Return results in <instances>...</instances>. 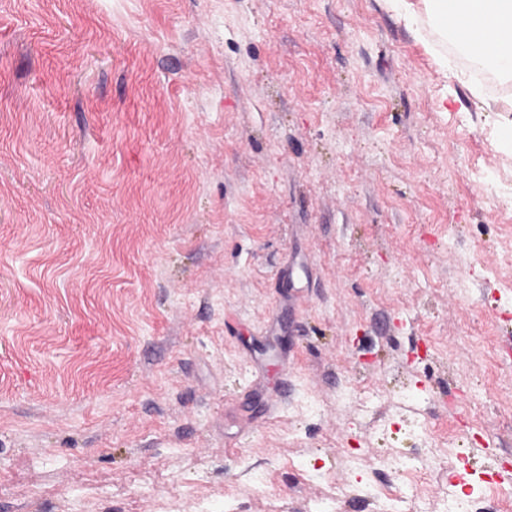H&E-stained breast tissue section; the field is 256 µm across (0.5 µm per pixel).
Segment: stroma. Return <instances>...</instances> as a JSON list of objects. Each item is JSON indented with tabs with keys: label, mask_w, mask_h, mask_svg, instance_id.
Segmentation results:
<instances>
[{
	"label": "stroma",
	"mask_w": 512,
	"mask_h": 512,
	"mask_svg": "<svg viewBox=\"0 0 512 512\" xmlns=\"http://www.w3.org/2000/svg\"><path fill=\"white\" fill-rule=\"evenodd\" d=\"M476 83L512 95L387 0H0V512L512 485V112ZM412 415L453 448L415 478L376 462Z\"/></svg>",
	"instance_id": "1"
}]
</instances>
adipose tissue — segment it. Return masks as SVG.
<instances>
[{
  "label": "adipose tissue",
  "mask_w": 512,
  "mask_h": 512,
  "mask_svg": "<svg viewBox=\"0 0 512 512\" xmlns=\"http://www.w3.org/2000/svg\"><path fill=\"white\" fill-rule=\"evenodd\" d=\"M403 19L448 38L476 67L512 82V0H397Z\"/></svg>",
  "instance_id": "1"
}]
</instances>
